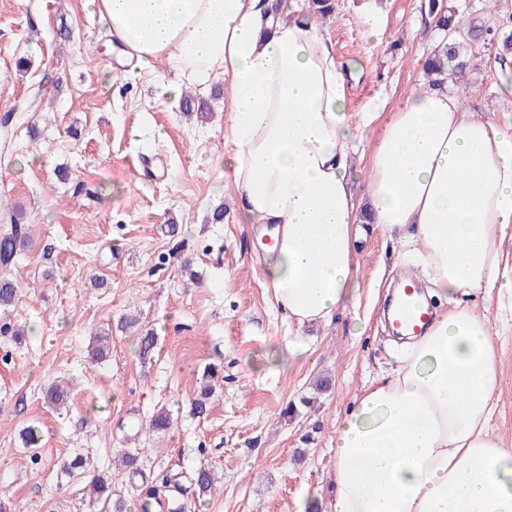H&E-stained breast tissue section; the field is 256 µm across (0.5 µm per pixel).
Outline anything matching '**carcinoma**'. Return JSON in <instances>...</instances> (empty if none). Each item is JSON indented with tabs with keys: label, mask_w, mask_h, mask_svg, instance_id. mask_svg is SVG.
Here are the masks:
<instances>
[{
	"label": "carcinoma",
	"mask_w": 512,
	"mask_h": 512,
	"mask_svg": "<svg viewBox=\"0 0 512 512\" xmlns=\"http://www.w3.org/2000/svg\"><path fill=\"white\" fill-rule=\"evenodd\" d=\"M428 10L434 21V28L439 33V39L425 59V74L427 84L444 83L447 80L461 82L469 70L470 57L468 48L475 42H482L494 50V59L504 64L512 56V35L497 36L491 29L468 19L459 10L445 6L444 0H429ZM335 11L334 0H305L300 12L304 17L325 19ZM29 238V226L19 222L15 216H10V223L0 229V314L8 316V308L13 305L17 296V285L9 276V271L20 247ZM172 426L170 414L156 413L149 422V430L163 435ZM121 467L130 469L134 477H140V495L138 512H153L162 507L159 498V488H164L167 495L173 499L184 495L187 489H192L197 496L204 497L215 491V484L209 468L199 467L191 476L184 472H170L162 477L161 486L149 481L146 473L138 464V458L131 452H126L121 459ZM93 490L103 499L105 512H125L126 503L122 496L112 490V479L95 475L91 480Z\"/></svg>",
	"instance_id": "obj_1"
}]
</instances>
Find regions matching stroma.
Segmentation results:
<instances>
[{
  "instance_id": "stroma-1",
  "label": "stroma",
  "mask_w": 512,
  "mask_h": 512,
  "mask_svg": "<svg viewBox=\"0 0 512 512\" xmlns=\"http://www.w3.org/2000/svg\"><path fill=\"white\" fill-rule=\"evenodd\" d=\"M322 22L337 60L353 67L347 106L405 97L438 33L428 0H335ZM385 28L382 41L367 34ZM467 81L450 92L467 109L512 125V64L472 48ZM105 29L87 0H0V219L19 214L31 238L12 275L18 296L0 331V512H91L86 477L64 461L86 458L107 475L136 452L147 474L208 466L215 494H185V512H330L336 423L397 359L383 308L396 244L373 224L360 240L359 305L329 325L298 327L266 288L255 227L240 221L226 166V80L197 90L209 114L185 117L164 87L166 62L113 72ZM164 159V173L153 170ZM224 221L212 223L214 207ZM157 346L139 355V338ZM111 347L92 361L97 335ZM506 369L496 433L512 439V329L501 331ZM217 371L203 415L192 412L205 368ZM328 388L314 393L316 380ZM68 389L64 406L48 387ZM312 398L310 407L300 404ZM298 404L288 417L287 404ZM169 412L156 438L152 414ZM36 426L30 460L22 431Z\"/></svg>"
}]
</instances>
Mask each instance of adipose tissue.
Returning <instances> with one entry per match:
<instances>
[{"mask_svg":"<svg viewBox=\"0 0 512 512\" xmlns=\"http://www.w3.org/2000/svg\"><path fill=\"white\" fill-rule=\"evenodd\" d=\"M89 5L122 57L167 60L170 95L229 78L226 164L242 221L277 227L261 272L292 321L356 306L366 219L446 305L338 423L331 512H512V440L491 427L504 377L491 321L512 325V131L443 88L348 111L319 19L265 21L276 0Z\"/></svg>","mask_w":512,"mask_h":512,"instance_id":"1","label":"adipose tissue"}]
</instances>
